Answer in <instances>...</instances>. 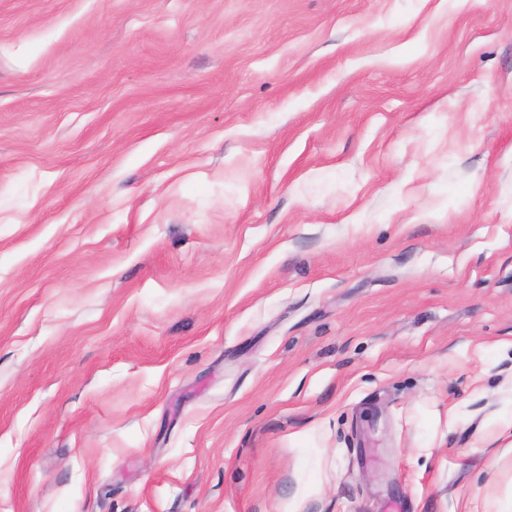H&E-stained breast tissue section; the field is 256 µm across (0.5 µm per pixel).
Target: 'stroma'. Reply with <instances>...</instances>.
I'll return each mask as SVG.
<instances>
[{
    "label": "stroma",
    "mask_w": 512,
    "mask_h": 512,
    "mask_svg": "<svg viewBox=\"0 0 512 512\" xmlns=\"http://www.w3.org/2000/svg\"><path fill=\"white\" fill-rule=\"evenodd\" d=\"M512 0H0V512H512Z\"/></svg>",
    "instance_id": "1"
}]
</instances>
